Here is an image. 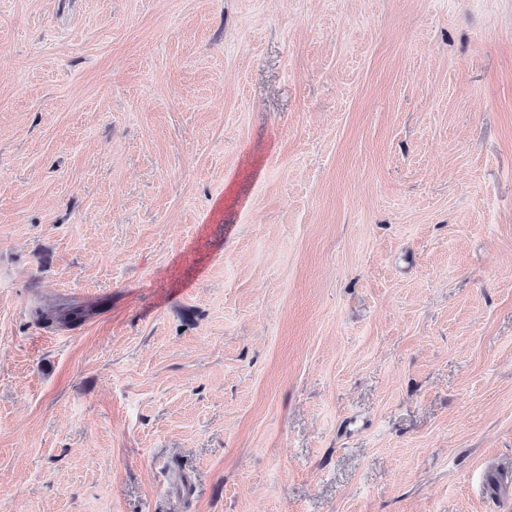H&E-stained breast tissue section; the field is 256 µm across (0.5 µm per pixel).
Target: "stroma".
<instances>
[{
	"instance_id": "35a3bbf8",
	"label": "stroma",
	"mask_w": 512,
	"mask_h": 512,
	"mask_svg": "<svg viewBox=\"0 0 512 512\" xmlns=\"http://www.w3.org/2000/svg\"><path fill=\"white\" fill-rule=\"evenodd\" d=\"M0 512H512V0H0ZM35 315L37 320L45 325L59 323L63 325L77 326L84 321L87 314L84 309L77 307L68 309L63 315H57L50 308L37 307L35 309Z\"/></svg>"
}]
</instances>
